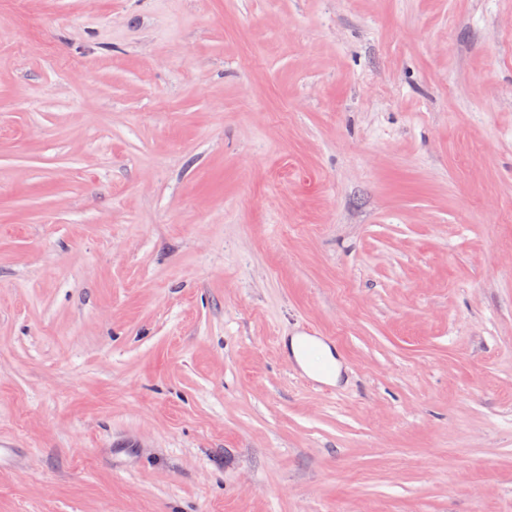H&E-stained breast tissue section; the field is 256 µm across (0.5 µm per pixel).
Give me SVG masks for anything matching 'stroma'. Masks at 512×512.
<instances>
[{"mask_svg":"<svg viewBox=\"0 0 512 512\" xmlns=\"http://www.w3.org/2000/svg\"><path fill=\"white\" fill-rule=\"evenodd\" d=\"M1 438L0 512H512V0H0Z\"/></svg>","mask_w":512,"mask_h":512,"instance_id":"1","label":"stroma"}]
</instances>
